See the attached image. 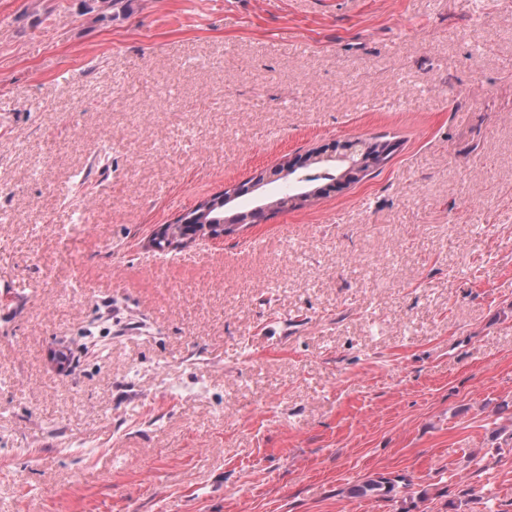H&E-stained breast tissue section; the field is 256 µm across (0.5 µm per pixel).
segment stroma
Here are the masks:
<instances>
[{"mask_svg": "<svg viewBox=\"0 0 512 512\" xmlns=\"http://www.w3.org/2000/svg\"><path fill=\"white\" fill-rule=\"evenodd\" d=\"M374 474L512 512V0H0V512H397L343 497ZM356 146H361V149L356 148ZM339 151V153H338ZM377 151H381V149H376L374 145H370L363 141H344L342 144H338L336 146V154H328L326 153H315L312 154L313 157H316L317 160L325 159L328 161H338V162H347L348 167L341 173L338 182L336 183V178L338 174L331 173V169L327 168L326 171L321 175H307L304 180L297 181L295 185V189L300 190L302 186L311 185L319 180H328L333 183H327L326 185H334L336 183V187L347 185L352 183V181L356 178H359L363 173H365L366 169L375 164L378 158L382 157L385 152L378 153ZM358 157V159H355ZM324 185V186H326ZM262 175H263L262 172L258 173L255 176H252L251 178H249L248 180H246L244 182H240L238 184H234L229 187H225L224 192L214 195L213 199H218L219 203H218V205L214 206L207 214L206 217L209 220H204V217H202L199 220V222H202L204 224L196 225V233L195 234H193L195 232V228L192 226V225H195V223H196L195 221H193L191 224H183L184 221H182L181 224H176V229L180 233V235L184 236V237H190V235L193 234L190 238L186 239L185 241H183L181 243L172 241V243L169 244L166 239H171V237L165 235V232L167 229V224H161V225H158L154 229V231L150 235L146 245H150L148 248L153 251L165 252V251H170V250H179V249L186 248L189 244L194 242L200 234L206 233V235L204 237H206L210 240L224 239V230H225L224 224H218V225L210 224V220H219L222 218L224 219V205H225L224 201L228 202V201L234 200L238 196L241 185L243 183L250 180V182L247 184V186L249 187V191H254V190L260 189L262 186H264L265 182L267 181V180H265V177L262 181L258 182L259 178ZM214 229L219 230L220 234L216 235L214 233ZM200 238H203V237L200 236L197 239H200ZM160 240H162L164 242V244L162 246H160L158 244V241H160Z\"/></svg>", "mask_w": 512, "mask_h": 512, "instance_id": "1", "label": "stroma"}]
</instances>
